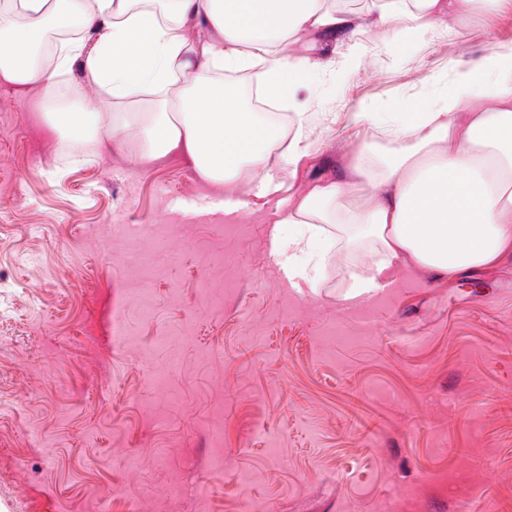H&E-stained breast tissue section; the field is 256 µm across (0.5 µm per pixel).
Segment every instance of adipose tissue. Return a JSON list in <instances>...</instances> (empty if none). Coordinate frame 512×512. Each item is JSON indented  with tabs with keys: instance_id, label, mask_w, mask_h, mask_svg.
Segmentation results:
<instances>
[{
	"instance_id": "adipose-tissue-1",
	"label": "adipose tissue",
	"mask_w": 512,
	"mask_h": 512,
	"mask_svg": "<svg viewBox=\"0 0 512 512\" xmlns=\"http://www.w3.org/2000/svg\"><path fill=\"white\" fill-rule=\"evenodd\" d=\"M17 9L27 24L0 15L1 77L74 96L58 73L77 64L113 104L137 109L116 122L76 99L52 113L59 130L74 140L131 130L141 158L183 150L205 180L237 195L274 160L307 156L313 121L297 106L288 125L262 121L217 72H254L265 98L291 103L293 83L312 70L357 68L369 51L365 31L405 45L447 37L448 18L466 20L458 0H365L360 17L336 0H18ZM61 15L77 16L84 36L49 72L30 50L42 24ZM312 36L334 45L333 55L296 52ZM374 120L400 149L384 158L359 149L342 173L314 185L285 217L305 234L286 239L273 227L274 254L306 252L325 225L356 226L376 250L371 275L350 274L349 300L375 291L403 261L443 281L512 256V44L454 61L425 111Z\"/></svg>"
}]
</instances>
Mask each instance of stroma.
<instances>
[{
	"instance_id": "1",
	"label": "stroma",
	"mask_w": 512,
	"mask_h": 512,
	"mask_svg": "<svg viewBox=\"0 0 512 512\" xmlns=\"http://www.w3.org/2000/svg\"><path fill=\"white\" fill-rule=\"evenodd\" d=\"M494 40L512 43V12L476 9L447 38L310 74L295 99L322 119L280 196L361 146L393 152L367 113L423 107ZM43 96L0 78V512H452L486 492L512 512V261L451 282L403 267L352 303L373 248L331 229L318 281L291 287L270 255L278 196L228 216L182 152L57 149ZM113 224L164 225L165 243ZM145 247L143 280L123 259ZM119 297L133 340L116 352Z\"/></svg>"
}]
</instances>
